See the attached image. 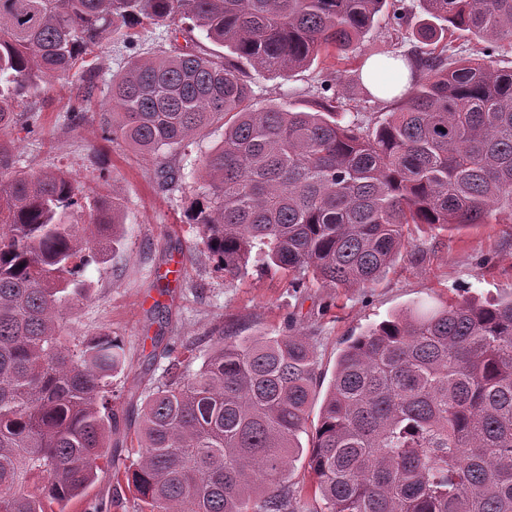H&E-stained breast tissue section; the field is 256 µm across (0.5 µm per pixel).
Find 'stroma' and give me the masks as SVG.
Returning a JSON list of instances; mask_svg holds the SVG:
<instances>
[{
	"mask_svg": "<svg viewBox=\"0 0 512 512\" xmlns=\"http://www.w3.org/2000/svg\"><path fill=\"white\" fill-rule=\"evenodd\" d=\"M408 20L403 27L379 24L353 47L358 60L380 59L418 49L424 17L420 0H403ZM191 42L166 37L162 25L143 29L136 49L112 39L95 50L97 87L91 109L102 112L113 75L134 54L174 52ZM336 80V95L359 119L385 118L387 104L367 99L352 66L321 55L306 69L287 77L254 74L252 102L261 109L292 104L308 109L325 77ZM81 84L77 78L51 81L22 106V117H35L34 133L13 130L18 167L37 171L60 168L85 188L103 190L115 180L123 207L125 234L105 261L91 264L83 277L92 286L90 299L76 304L66 318L68 332L84 336L109 332L120 338L126 367L112 379L123 393L143 383L145 374L160 378L170 357L157 355L144 369V339L156 334L186 343L176 360L184 374H194L216 336L239 341L252 336H280L297 330L311 344L322 374L308 425L316 427L327 385L348 337L407 309L425 312L465 298L512 297V223H490L448 231L410 229L409 245L372 284L362 288L290 287L286 276L249 266L236 280H225L201 252L200 237L185 212L195 185L163 184L157 163L123 144L104 140L100 120L71 124L69 109Z\"/></svg>",
	"mask_w": 512,
	"mask_h": 512,
	"instance_id": "stroma-1",
	"label": "stroma"
}]
</instances>
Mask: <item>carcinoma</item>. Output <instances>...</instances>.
I'll list each match as a JSON object with an SVG mask.
<instances>
[{
	"label": "carcinoma",
	"mask_w": 512,
	"mask_h": 512,
	"mask_svg": "<svg viewBox=\"0 0 512 512\" xmlns=\"http://www.w3.org/2000/svg\"><path fill=\"white\" fill-rule=\"evenodd\" d=\"M389 1L401 28L402 0H0V512H112V497H87L107 467L139 512H307L287 486L319 377L299 333L221 336L195 374L173 362L128 390L138 457L115 466L123 344L67 336L63 315L121 240V195L17 170L6 135L47 80L75 72L90 101L104 41L132 45L149 23L175 42L187 26L214 48L131 58L112 77L106 137L158 158L224 126L187 210L213 267L235 280L258 258L296 289L363 287L412 224L512 219V69L493 64L512 43V0H420L412 90L392 81L396 56L380 60L394 108L373 125L346 119L324 81L317 112L250 104L246 67L288 76L345 54ZM451 29L483 40L486 59L448 62ZM307 459L320 512H512V297L409 310L351 337Z\"/></svg>",
	"instance_id": "1"
}]
</instances>
